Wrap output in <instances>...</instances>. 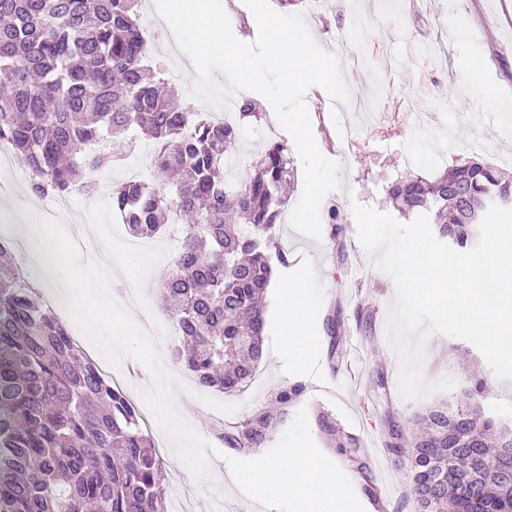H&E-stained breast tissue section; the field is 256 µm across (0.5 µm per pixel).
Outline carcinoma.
I'll return each instance as SVG.
<instances>
[{
    "instance_id": "obj_1",
    "label": "carcinoma",
    "mask_w": 512,
    "mask_h": 512,
    "mask_svg": "<svg viewBox=\"0 0 512 512\" xmlns=\"http://www.w3.org/2000/svg\"><path fill=\"white\" fill-rule=\"evenodd\" d=\"M142 0H0V142L31 173L36 196L92 195L85 175L112 168L110 138L141 131L154 143V181L112 188V210L134 236L167 229L181 248L161 280L182 344L173 356L200 388L234 394L255 378L264 352L263 297L271 282L282 185L294 177L288 148L271 145L254 174L230 186L226 153L239 128L190 112L162 95L139 24ZM389 199L425 215L460 248L491 206L512 205V181L478 161L432 179L406 175ZM302 392L281 391L273 408L217 433L235 448L264 442ZM140 412L42 305L0 242V512H167V475ZM407 447L387 450L406 462L419 512H512V483L470 459L512 470V428L478 407H430ZM334 447L358 440L320 415ZM494 491L478 504L474 492Z\"/></svg>"
}]
</instances>
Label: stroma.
<instances>
[{"instance_id":"stroma-1","label":"stroma","mask_w":512,"mask_h":512,"mask_svg":"<svg viewBox=\"0 0 512 512\" xmlns=\"http://www.w3.org/2000/svg\"><path fill=\"white\" fill-rule=\"evenodd\" d=\"M282 14H303L314 40L327 50H335L336 33L349 37V52L340 61L347 84L362 87L376 105L372 122L357 124L348 140L336 137L329 112L322 108L326 93L318 87L306 93L311 126L316 143L328 158L341 164L340 186L325 195L322 206L338 204L345 222L337 238L321 234L312 238L281 216L275 242L288 263L276 266L277 277L297 282L304 291L321 302L322 308L310 327L312 343L298 348L284 335L278 313V298L267 290L264 356L257 374L242 393L228 395L195 388L169 352L180 338L174 331L159 295L160 281L178 252L180 238L160 234L151 238L154 252L134 256L125 248L128 229L112 210L111 188L132 176L134 170L150 174L151 147L146 138L124 160L111 169L93 172L99 185L93 196H76L59 224L70 230L72 224H96L100 235L88 238V251L80 253L82 264H91L94 255L107 250L116 256V282L134 286L142 308L164 319L165 325L153 341L162 352V368L177 374L186 391L183 420L209 444L211 481L190 485L198 512H209L214 494L224 496L227 512H266L236 486L227 458H254L257 450H269L291 423L290 418L275 421L260 449H238L218 443L214 418L239 423L272 407L283 389L299 384L303 391L297 407L319 411L359 443L357 456L342 454L329 447L319 427H312L318 448L338 465L350 479L356 496L384 494L388 512H415L409 480L404 467L396 465L386 449L395 436L410 437L415 415L440 403L470 401L505 424H512V380L499 379L482 353L471 343L452 337L433 335L422 344L421 375L434 383L448 377L455 385L430 395L409 400L399 385L401 358L396 343L386 329L395 301L391 277L376 268L372 256L358 238L353 204L394 214L387 195L388 185L410 172L430 177L444 168L465 160L493 164L506 178H512V115L482 110V89L512 99V54L501 51L512 45V0H428L431 22L414 25L406 18L405 0H321L312 9L310 0L288 5L270 0ZM470 28L467 42L454 36L456 22ZM161 16L154 0H142L140 24L152 46V61L160 65L170 87L192 112H209L210 107L193 94L195 79L185 73L186 60L172 36L162 34ZM480 60L479 87L470 92L458 90L460 78L471 60ZM416 99L423 112L424 125L416 129L405 112L396 111L393 94ZM262 123L241 126L240 138L228 157L237 178H246L251 164L269 145L262 137ZM18 161L0 165V239L13 237L14 229L29 205L43 209L48 200L34 199L27 184L18 178ZM335 317L336 333L328 335L327 317ZM111 379L119 384L138 407L167 474V493H174L179 478L188 469L174 461L164 449L166 433L146 405V394L155 392V375L143 364L122 356L112 366ZM365 463L367 479L356 473L357 463Z\"/></svg>"}]
</instances>
